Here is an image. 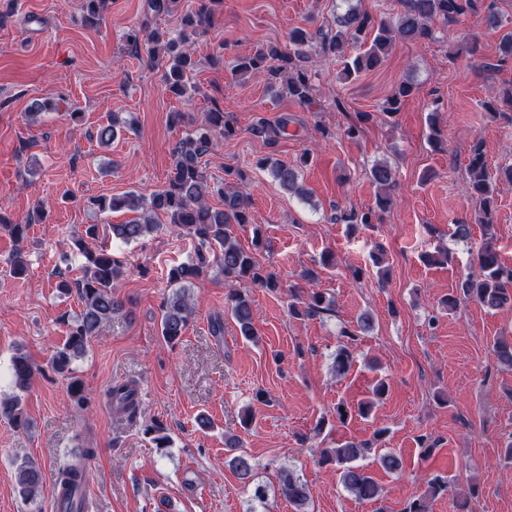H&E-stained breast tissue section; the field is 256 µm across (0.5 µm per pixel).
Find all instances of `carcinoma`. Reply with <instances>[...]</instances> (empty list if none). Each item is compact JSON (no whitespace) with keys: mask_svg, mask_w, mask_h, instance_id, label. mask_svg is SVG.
I'll return each instance as SVG.
<instances>
[{"mask_svg":"<svg viewBox=\"0 0 512 512\" xmlns=\"http://www.w3.org/2000/svg\"><path fill=\"white\" fill-rule=\"evenodd\" d=\"M401 9L393 21L375 22L373 18L350 5L336 14L334 25L327 30H318L310 35L296 29L288 37L289 46L283 48L277 44L259 47L253 54L236 59L234 72L245 75L262 74L267 83L282 89L286 97L303 105L315 102V86L309 76L307 62L309 56L306 46L316 42L319 51L325 57L341 62V75L345 80H355L362 73L373 71L381 66L387 57L393 42L402 39L417 42L433 34V23H458L471 14H484L488 27L497 29L501 22L494 10V0H399ZM210 23V13L202 3L195 11H187L181 19L182 35L178 39L167 37V32L154 28L146 37L141 31L132 30L127 40L135 45L145 43L153 53H163L169 67L164 73V82L168 90L179 97L196 90L189 83L188 73L193 69L191 58V38L198 35ZM512 61V34L504 35L499 43L496 64L480 62L479 67L488 69L502 66ZM413 92V85L402 83L383 103L380 113L387 119L399 112L402 100ZM123 120L117 116L110 118L108 124L96 131V139L102 145H108L117 135V128ZM288 119L274 124L259 121L251 133L268 145L277 144L285 133ZM228 138L235 134V128L224 112L216 108L206 113L199 132L194 137L179 139L172 151L174 171L167 187L155 193L150 202L135 191L121 196L99 197L93 205L101 213L129 211L135 217L122 224L109 225L112 239L123 243L139 240L160 229L155 216L167 217L171 229L179 236L187 237L198 244L196 261L181 264L168 272V284L172 287L163 300L160 314V335L169 344H177L183 338L191 319L195 315V300L190 294L191 285L208 273L211 262H216L224 281L228 283L250 281L272 291L281 287L277 276L265 269L252 251L245 250L238 242L235 227L252 226L253 244L261 245V225L253 223L247 198L238 190L226 191L224 185L210 186L199 166L200 158L211 150L215 134ZM271 171L279 186L291 194L301 195L304 190L299 183L300 173L297 167L281 163L268 156L258 162ZM370 179L379 189L375 208L358 213L336 206L332 220L350 228L359 225L371 227L378 223L381 212L391 203L387 190L394 182L392 167L385 161L373 164ZM512 183V165L502 167L492 173L489 170L486 144L480 137L475 138L469 149L466 165L465 192L475 204L477 223L490 235L495 215V190L500 180ZM217 194L224 202V209H214L207 203V197ZM43 218L36 210L28 215L26 223L16 224L0 215V227L7 230L16 240L27 234L31 224ZM98 238V225L89 224L84 234L73 239V245L84 257L81 276L74 280H61L57 288L63 292L76 290L82 304V310L69 324L63 343L56 347L52 357V369L66 377L74 369L73 361L87 354L91 342L99 330L112 321V317L123 311L125 305L116 295L114 288L123 276L125 263L112 254L106 245L93 246ZM478 272L467 274L460 283L459 295L448 296L444 304L448 309L456 308L459 297L472 299L491 310L501 309L512 303V267L505 266L493 246L486 245L476 255ZM332 311V302L320 292H309L307 296L292 295L289 312L295 316L312 317ZM227 313L238 326L240 335L254 342L259 336L255 326L251 299L245 293L234 289L228 296ZM373 328L370 315L364 314L357 322V328L341 330V336L350 341L358 340L362 334ZM494 352L498 363L512 370V338H499L494 343ZM38 371L30 358L17 354L12 360V376L17 393L0 398V418L6 420L17 430L29 427V421L22 408L21 393ZM112 410L117 413L136 415L138 403L132 385L114 383L107 392ZM145 433L151 435L154 447L162 450L170 447L169 437L164 429L151 423ZM368 448L366 443L344 442L334 448H324L320 452L321 462L336 464L340 470L343 487L363 501L379 498L382 489L376 479L362 466L355 464L364 456ZM95 454V449L84 448L77 460L58 466L57 472L64 477L61 496L67 497L86 475V461ZM232 467L245 483H252L254 465L250 455L240 451L231 459ZM16 483L23 497L34 499L43 483L41 468L34 462L22 459L15 468ZM280 493L298 512H303L309 500L307 485L290 471H282L279 476ZM448 491V480L434 475L426 481L424 494L412 499L404 512H429L428 503Z\"/></svg>","mask_w":512,"mask_h":512,"instance_id":"cac0c4a2","label":"carcinoma"}]
</instances>
